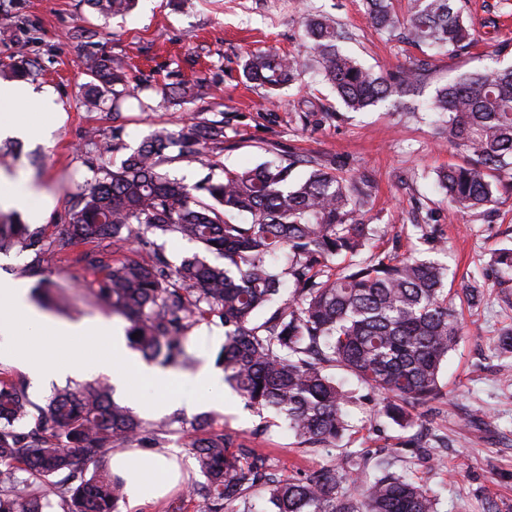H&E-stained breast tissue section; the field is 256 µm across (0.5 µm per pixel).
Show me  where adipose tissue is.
<instances>
[{
	"mask_svg": "<svg viewBox=\"0 0 512 512\" xmlns=\"http://www.w3.org/2000/svg\"><path fill=\"white\" fill-rule=\"evenodd\" d=\"M18 107L55 109L52 93H35L26 82L0 85V137L22 134L49 143L55 130L51 124L19 126L11 116ZM21 212L30 224L42 223L46 213L45 195L22 172L0 168V207ZM87 342H100L106 348L102 357H91L81 349ZM22 366L38 377L111 376L125 384L134 376L149 386L162 387L163 398L135 399V406L147 416L163 412L170 404L195 407L201 395L215 402L224 400V384L208 367L195 374L166 371L147 365L128 345L124 328L113 320L85 317L77 320L53 318L32 304L25 281H0V364ZM111 472L125 482L126 512H138L145 502V491L169 487L170 465L162 455L140 449L113 455Z\"/></svg>",
	"mask_w": 512,
	"mask_h": 512,
	"instance_id": "obj_1",
	"label": "adipose tissue"
}]
</instances>
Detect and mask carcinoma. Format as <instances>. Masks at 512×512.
<instances>
[{"instance_id": "cac0c4a2", "label": "carcinoma", "mask_w": 512, "mask_h": 512, "mask_svg": "<svg viewBox=\"0 0 512 512\" xmlns=\"http://www.w3.org/2000/svg\"><path fill=\"white\" fill-rule=\"evenodd\" d=\"M101 15H123L136 0H88ZM375 28L413 46L467 49L473 41L461 0H411L399 17L390 0H365ZM309 55L275 50L250 53L242 76L274 94L312 70L345 107L363 111L425 79L428 63L374 73L343 52L341 25L325 15L304 18ZM82 96L91 108L128 95L120 60L89 55ZM5 77L32 76L19 54ZM202 87L186 80L163 90L188 103ZM434 111L448 144L466 159L436 174L449 212L466 215L499 203L512 192V67L464 73L437 90ZM224 145V121L161 128L142 140L120 166L102 165L86 181L58 253L94 239L128 251L107 263L96 292L100 308L128 323L130 346L163 367L188 368L193 328L217 317L226 328L217 365L224 382L249 404L272 410L301 443L334 448L351 423L353 396L327 373L342 368L382 397L379 414L403 429L417 407L439 394V371L463 328L445 291L447 269L409 251L377 252L336 269L338 256L355 258L377 229L365 221L371 181L349 178L344 164L327 167L303 156L283 165H260L190 186L160 172L166 151L209 157ZM308 168L292 183L295 165ZM248 214L251 223L232 222ZM171 235L202 246L177 267L153 240ZM18 246L40 255L41 246L14 215L0 211V251ZM291 260L280 269L277 252ZM227 260L220 266L210 256ZM138 337H133V334ZM36 425L27 432V418ZM212 418L168 417L149 426L112 398L99 380L69 382L47 402L31 401L20 383L0 377V512H43L55 498L62 512H116L122 482L105 471L86 475L83 465L148 439L161 448L174 431L197 433L190 451L207 478L192 487L204 512H256L263 493L267 512H439L424 485L394 470L383 453L342 449L335 461L301 478L268 468L266 455L231 434L210 431ZM179 428H174V424Z\"/></svg>"}]
</instances>
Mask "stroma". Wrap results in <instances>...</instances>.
<instances>
[{"label":"stroma","mask_w":512,"mask_h":512,"mask_svg":"<svg viewBox=\"0 0 512 512\" xmlns=\"http://www.w3.org/2000/svg\"><path fill=\"white\" fill-rule=\"evenodd\" d=\"M9 25L0 26V65L24 50L34 65L30 83L56 96L65 118L51 144L29 139L0 140V167L29 172L53 200L43 223L31 230L46 240L60 237L87 179L93 155L87 133L116 140L108 163H120L155 128L180 120H223L224 148L208 165L179 157L165 164L171 176L194 184L205 177L287 163L305 155L325 164L344 162L346 172L368 173L373 186L370 223L383 232L379 250L440 261L448 270L447 286L462 313L463 337L449 353L439 378L440 395L418 407V422L401 429L378 413V397L348 372L332 374L354 394L349 408L352 430L342 446L368 452L393 451L404 469L440 500V512H512V356L500 355L496 341L512 330V279L500 277L496 254L512 248V199L495 210L457 219L448 217V201L434 184L435 172L461 161V151L445 143L425 107L436 88L460 74L512 65V0H465L464 15L474 44L456 55L430 59L427 81L402 95L399 106L379 105L347 111L329 85L313 72L269 97L246 83L241 65L246 52L273 48L305 53L301 38L304 11L324 12L352 32L344 49L374 70L411 65L420 53L407 43L377 31L363 0H188L179 9L168 0H139L123 17L103 18L85 0H0ZM123 59L130 94L119 108L88 110L79 91L86 82L89 54ZM201 80L197 98L176 106L163 102V85L187 78ZM37 154L42 167L30 166ZM85 253L112 260L111 241L96 240L34 263L33 253H0V279L37 286L50 280L65 298L49 308L58 319L99 316L94 293L102 277L82 261ZM484 287L479 307L469 306L463 289ZM212 412L214 428L239 435L261 450L285 476L319 469L337 454L333 448H308L277 426L273 411H257L225 390L223 407L202 404ZM192 433L169 435L165 453L179 459L184 479L163 500L142 512H196L188 500L191 484H203L188 452ZM411 447H404V440Z\"/></svg>","instance_id":"stroma-1"}]
</instances>
